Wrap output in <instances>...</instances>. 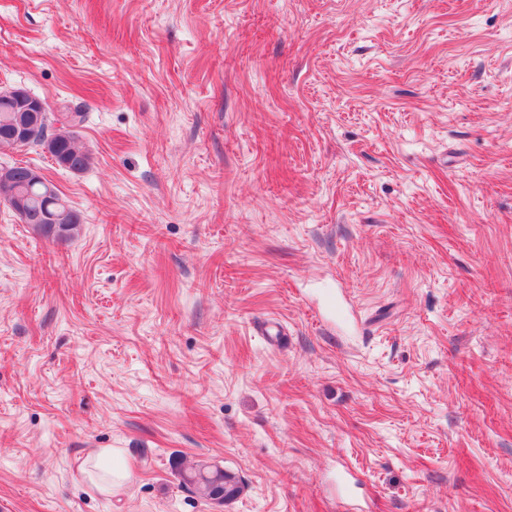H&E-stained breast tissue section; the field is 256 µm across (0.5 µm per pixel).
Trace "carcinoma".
Returning a JSON list of instances; mask_svg holds the SVG:
<instances>
[{
    "label": "carcinoma",
    "instance_id": "obj_1",
    "mask_svg": "<svg viewBox=\"0 0 512 512\" xmlns=\"http://www.w3.org/2000/svg\"><path fill=\"white\" fill-rule=\"evenodd\" d=\"M18 115L16 102L11 98L0 97V152L21 148H40L49 153L59 167L73 173L87 170L92 163L91 153L78 144V129L86 121V112L76 106L68 112L49 116L43 109L41 130L48 134L33 138H15L8 120ZM59 124L54 132H49L51 123ZM34 169L28 166L13 165L0 169V202L16 209L14 197L30 191L33 197L27 199L20 220L37 232L51 236L59 231L65 239L73 237L80 224L82 213L71 206L58 193L53 184L34 182ZM180 485L187 491L211 501L216 490L224 489V503L236 499L244 490L242 479L234 472L222 467L199 463L191 468H178Z\"/></svg>",
    "mask_w": 512,
    "mask_h": 512
}]
</instances>
